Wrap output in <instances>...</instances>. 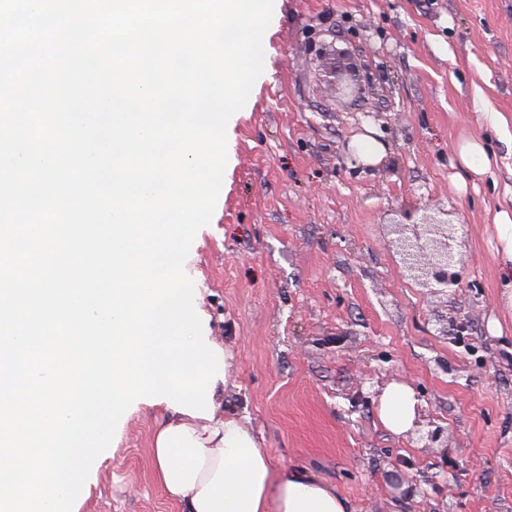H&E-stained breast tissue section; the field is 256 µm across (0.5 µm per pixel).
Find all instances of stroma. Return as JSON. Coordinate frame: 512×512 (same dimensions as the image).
<instances>
[{
  "mask_svg": "<svg viewBox=\"0 0 512 512\" xmlns=\"http://www.w3.org/2000/svg\"><path fill=\"white\" fill-rule=\"evenodd\" d=\"M368 70L361 98L329 85L327 45ZM267 68L227 126L224 189L185 261L210 334L234 354L226 413L275 461L317 471L352 512H512V0H278ZM368 134L384 158L353 149ZM478 141L490 169L456 161ZM447 210L462 286L430 297L396 255L401 211ZM466 319L460 341L441 315ZM422 389L447 449L386 430L358 391ZM159 412L120 429L81 512H180L154 475ZM411 493L388 484L393 459Z\"/></svg>",
  "mask_w": 512,
  "mask_h": 512,
  "instance_id": "1",
  "label": "stroma"
}]
</instances>
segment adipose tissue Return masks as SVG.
Here are the masks:
<instances>
[{
    "label": "adipose tissue",
    "instance_id": "1",
    "mask_svg": "<svg viewBox=\"0 0 512 512\" xmlns=\"http://www.w3.org/2000/svg\"><path fill=\"white\" fill-rule=\"evenodd\" d=\"M416 405L410 385L388 384L378 419L405 433ZM152 457L159 486L182 512H348L334 485L315 471L276 464L248 422L230 414L206 420L167 409Z\"/></svg>",
    "mask_w": 512,
    "mask_h": 512
}]
</instances>
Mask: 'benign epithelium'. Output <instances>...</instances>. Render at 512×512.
<instances>
[{
  "label": "benign epithelium",
  "instance_id": "1",
  "mask_svg": "<svg viewBox=\"0 0 512 512\" xmlns=\"http://www.w3.org/2000/svg\"><path fill=\"white\" fill-rule=\"evenodd\" d=\"M329 75L344 94L354 98L362 94L361 80L353 64H335ZM397 232V254L408 276L435 297L456 292V286L460 285L456 269L464 265L465 259L454 246L448 221L429 215L419 223H397ZM428 425L432 429L422 432L421 419L417 418L405 436H418L426 448L445 442V428L431 421Z\"/></svg>",
  "mask_w": 512,
  "mask_h": 512
}]
</instances>
